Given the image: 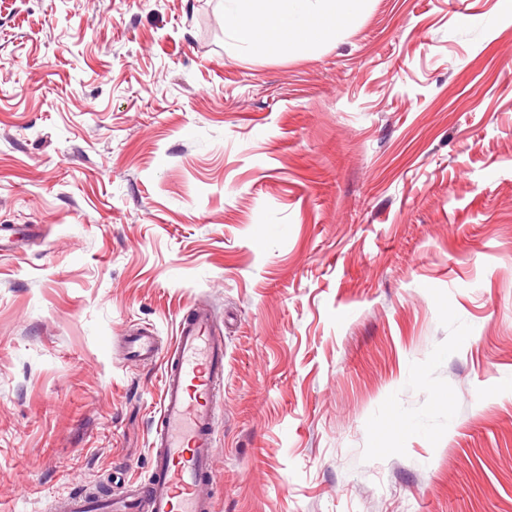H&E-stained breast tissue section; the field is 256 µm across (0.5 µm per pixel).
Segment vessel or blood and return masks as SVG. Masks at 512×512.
<instances>
[{
	"label": "vessel or blood",
	"instance_id": "b4317fda",
	"mask_svg": "<svg viewBox=\"0 0 512 512\" xmlns=\"http://www.w3.org/2000/svg\"><path fill=\"white\" fill-rule=\"evenodd\" d=\"M224 336L206 308L181 320L164 361L151 473L130 512H208L214 426L222 407Z\"/></svg>",
	"mask_w": 512,
	"mask_h": 512
}]
</instances>
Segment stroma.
Wrapping results in <instances>:
<instances>
[{
    "label": "stroma",
    "mask_w": 512,
    "mask_h": 512,
    "mask_svg": "<svg viewBox=\"0 0 512 512\" xmlns=\"http://www.w3.org/2000/svg\"><path fill=\"white\" fill-rule=\"evenodd\" d=\"M0 512L149 474L224 335L212 512H512V0L243 55L221 0H0Z\"/></svg>",
    "instance_id": "obj_1"
}]
</instances>
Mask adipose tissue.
<instances>
[{
	"instance_id": "adipose-tissue-1",
	"label": "adipose tissue",
	"mask_w": 512,
	"mask_h": 512,
	"mask_svg": "<svg viewBox=\"0 0 512 512\" xmlns=\"http://www.w3.org/2000/svg\"><path fill=\"white\" fill-rule=\"evenodd\" d=\"M368 0H222L224 28L250 54L321 46L366 10Z\"/></svg>"
}]
</instances>
